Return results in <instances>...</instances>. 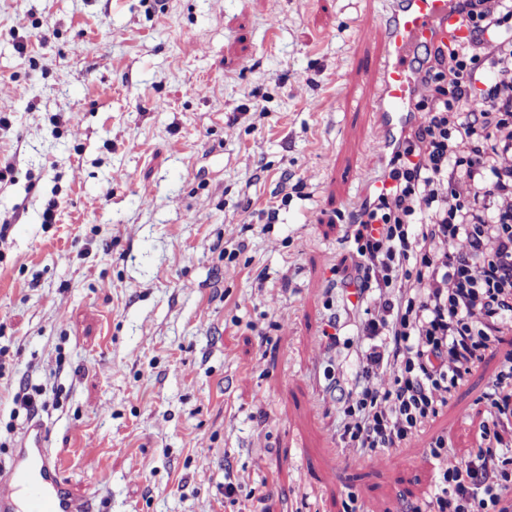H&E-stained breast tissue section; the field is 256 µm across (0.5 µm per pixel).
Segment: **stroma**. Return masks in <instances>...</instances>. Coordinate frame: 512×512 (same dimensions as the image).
<instances>
[{
  "label": "stroma",
  "instance_id": "1",
  "mask_svg": "<svg viewBox=\"0 0 512 512\" xmlns=\"http://www.w3.org/2000/svg\"><path fill=\"white\" fill-rule=\"evenodd\" d=\"M384 9L0 0V463L27 419L12 396L36 386L99 512L425 500L424 449L360 466L328 449L339 415L322 391L338 362L323 330L341 216L362 203L377 135L358 64L379 42L353 27L378 30ZM288 178L306 193L266 223ZM497 368L483 361L429 435L477 448Z\"/></svg>",
  "mask_w": 512,
  "mask_h": 512
}]
</instances>
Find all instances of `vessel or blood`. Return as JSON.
Returning a JSON list of instances; mask_svg holds the SVG:
<instances>
[{"label":"vessel or blood","instance_id":"b4317fda","mask_svg":"<svg viewBox=\"0 0 512 512\" xmlns=\"http://www.w3.org/2000/svg\"><path fill=\"white\" fill-rule=\"evenodd\" d=\"M460 8V0H392L381 25L380 52L366 64L375 92L365 109L381 132L373 161L386 159L389 135L414 111L421 92L414 68L417 49L444 47L465 35ZM0 512H97L74 490L44 421H27L9 467L0 469Z\"/></svg>","mask_w":512,"mask_h":512}]
</instances>
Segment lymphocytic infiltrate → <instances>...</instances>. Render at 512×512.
<instances>
[{
	"label": "lymphocytic infiltrate",
	"mask_w": 512,
	"mask_h": 512,
	"mask_svg": "<svg viewBox=\"0 0 512 512\" xmlns=\"http://www.w3.org/2000/svg\"><path fill=\"white\" fill-rule=\"evenodd\" d=\"M464 37L418 56L417 121L395 139L386 185L347 214L334 272L342 307L327 343L352 371L330 375L338 439L385 453L425 433L486 357L483 444L461 457L428 444L434 483L407 512H512V0H468ZM391 386H384L385 376Z\"/></svg>",
	"instance_id": "f902f5d3"
}]
</instances>
